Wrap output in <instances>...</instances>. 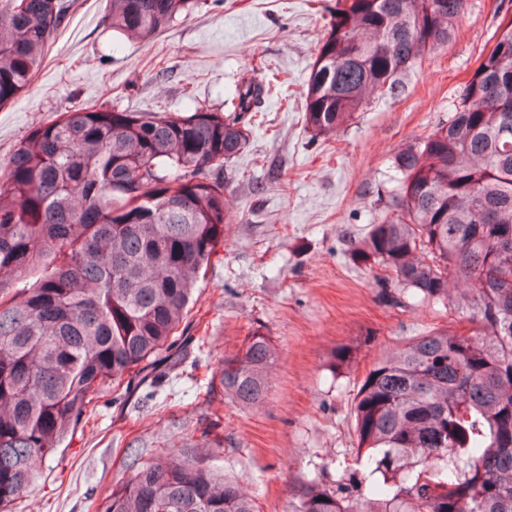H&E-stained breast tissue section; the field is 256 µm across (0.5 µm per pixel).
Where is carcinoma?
Masks as SVG:
<instances>
[{"mask_svg": "<svg viewBox=\"0 0 512 512\" xmlns=\"http://www.w3.org/2000/svg\"><path fill=\"white\" fill-rule=\"evenodd\" d=\"M467 0H336L303 119L336 135L371 98L448 43ZM193 0H108L119 37L148 41ZM66 4L0 0V106L40 68ZM448 121L399 150L386 211L355 264L441 304L468 335L432 330L377 363L353 407L355 464L306 481L293 512H512V21ZM266 84L244 78L229 114L103 104L33 128L0 174V512L74 434L91 396L169 348L231 210L215 173L245 148ZM276 347L246 337L219 371L242 406L268 393ZM104 512H254L223 471L174 450L143 464Z\"/></svg>", "mask_w": 512, "mask_h": 512, "instance_id": "1", "label": "carcinoma"}]
</instances>
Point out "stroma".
<instances>
[{
  "label": "stroma",
  "mask_w": 512,
  "mask_h": 512,
  "mask_svg": "<svg viewBox=\"0 0 512 512\" xmlns=\"http://www.w3.org/2000/svg\"><path fill=\"white\" fill-rule=\"evenodd\" d=\"M196 2L151 41L117 43L107 0H69L39 71L0 106L3 164L33 127L69 110L220 111L244 77L287 79L262 97L246 148L224 164L234 220L175 345L156 358V382L129 374L104 386L12 512H102L142 463L193 453L205 438L221 441L216 465L257 512H292L304 482L334 479L355 456L353 397L374 363L430 330L467 329L440 305L385 302L384 269L349 253L383 214L394 154L447 119L512 0H468L448 44L330 140L305 130L302 94L335 0ZM255 331L280 359L266 399L244 407L217 369Z\"/></svg>",
  "instance_id": "stroma-1"
}]
</instances>
